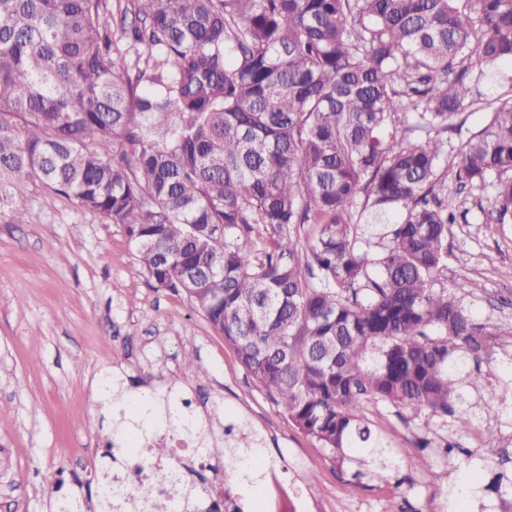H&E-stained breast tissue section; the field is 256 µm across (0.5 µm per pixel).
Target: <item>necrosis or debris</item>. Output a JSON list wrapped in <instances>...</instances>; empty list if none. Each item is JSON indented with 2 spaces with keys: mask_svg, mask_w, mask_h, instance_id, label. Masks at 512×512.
I'll use <instances>...</instances> for the list:
<instances>
[{
  "mask_svg": "<svg viewBox=\"0 0 512 512\" xmlns=\"http://www.w3.org/2000/svg\"><path fill=\"white\" fill-rule=\"evenodd\" d=\"M173 452L164 460L146 455L144 442L129 445L122 437L100 442V449H111L115 474L129 494L149 489L158 503L169 502L184 480L197 489L189 504L190 512H256L239 493L229 467L213 459L201 439L187 431L171 434Z\"/></svg>",
  "mask_w": 512,
  "mask_h": 512,
  "instance_id": "necrosis-or-debris-1",
  "label": "necrosis or debris"
}]
</instances>
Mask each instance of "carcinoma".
Here are the masks:
<instances>
[{
	"instance_id": "cac0c4a2",
	"label": "carcinoma",
	"mask_w": 512,
	"mask_h": 512,
	"mask_svg": "<svg viewBox=\"0 0 512 512\" xmlns=\"http://www.w3.org/2000/svg\"><path fill=\"white\" fill-rule=\"evenodd\" d=\"M0 0V218L27 182L118 224L158 288L182 291L255 386L340 459L381 439L368 400L461 411L466 371L512 327L443 282L459 203L448 128L489 122L456 167L512 224V0ZM120 436L203 433L185 399L106 386ZM229 457L254 459L263 437ZM460 483L512 512L503 462ZM101 512L148 508L112 481Z\"/></svg>"
}]
</instances>
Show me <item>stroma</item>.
Returning a JSON list of instances; mask_svg holds the SVG:
<instances>
[{"label":"stroma","mask_w":512,"mask_h":512,"mask_svg":"<svg viewBox=\"0 0 512 512\" xmlns=\"http://www.w3.org/2000/svg\"><path fill=\"white\" fill-rule=\"evenodd\" d=\"M490 196L465 195L446 276L465 282L463 306L493 329L512 325V224L485 223ZM17 198L27 223L0 219V512H56L62 497L97 512L100 481L86 459L115 426L111 404L96 401L112 379L132 394L172 390L191 400L219 457L227 418L249 419L279 479L258 490L269 512H288L299 488L320 512H447L466 459L512 457V335L497 337L481 360L483 387L466 391L475 415L468 430L453 415L366 402L383 442L368 466L385 467L386 478L358 479L356 464L334 460L254 386L185 293L153 287L119 225L34 183ZM190 360L207 370L204 381L188 371ZM490 406L497 415L487 416ZM423 437L429 447H419ZM449 443L457 453L444 454Z\"/></svg>","instance_id":"1"}]
</instances>
